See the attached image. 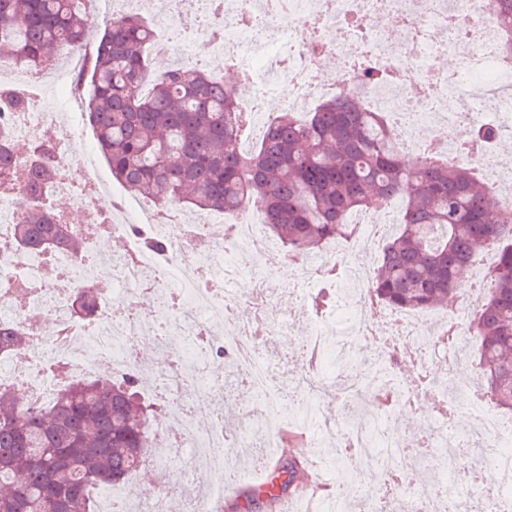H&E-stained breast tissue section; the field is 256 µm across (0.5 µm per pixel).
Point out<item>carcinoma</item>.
Listing matches in <instances>:
<instances>
[{"label": "carcinoma", "mask_w": 512, "mask_h": 512, "mask_svg": "<svg viewBox=\"0 0 512 512\" xmlns=\"http://www.w3.org/2000/svg\"><path fill=\"white\" fill-rule=\"evenodd\" d=\"M88 0H0V57L39 69L83 44ZM220 0H195L201 25L210 24ZM499 44L512 54V0H496ZM155 38L150 18L112 13L78 72L75 88L89 89L88 117L112 176L161 207L236 214L254 203L285 260L316 255L349 237L348 216L396 198L398 230L386 238L369 293L399 311L430 310L448 301L458 276L477 251L495 250L485 271L482 303L468 318L480 338L478 377L491 402L512 411V212L491 209L484 182L463 162L429 156L408 169L392 116L371 111L348 93L321 104L301 120L282 112L253 150L241 147L247 118L224 79L200 59L179 63L145 86V45ZM30 97L0 86V113L23 112ZM59 145L49 137L24 147L0 140V191L25 194L10 229L22 252L76 256L84 244L63 211L44 199L58 178ZM146 251L164 254L167 241L137 230ZM96 295L80 293L71 314L84 319ZM27 338L0 321V351L15 354ZM134 380H77L44 405L22 403L0 386V512H92L93 493L136 472L152 447L149 416ZM281 468L257 492L273 499L293 482Z\"/></svg>", "instance_id": "cac0c4a2"}]
</instances>
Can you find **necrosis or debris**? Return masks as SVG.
I'll list each match as a JSON object with an SVG mask.
<instances>
[{"mask_svg": "<svg viewBox=\"0 0 512 512\" xmlns=\"http://www.w3.org/2000/svg\"><path fill=\"white\" fill-rule=\"evenodd\" d=\"M263 15L262 27L243 18L240 0H224L217 16L221 37L209 38L211 52L236 63V74L252 93L240 104L253 119L262 118L270 101L286 111H309L323 93L359 89L371 104L400 121L406 152L465 160L496 190L502 210L512 212V168L499 165L493 149L461 152L460 144L485 120L493 121L499 136L512 137V57L503 56L491 0H250ZM399 28L397 42L380 37V25ZM324 35L335 67L318 68L309 57L306 36ZM452 53V69L427 71L428 59ZM364 61L371 79L356 69ZM31 88L27 111L0 115V134L13 139H55L59 176L57 197L69 200L83 215L76 229L86 243L82 257L15 251L10 226L20 215L18 198L0 195V319L12 320L28 337L29 349L18 358L0 360V385L19 388L28 403L42 404L63 384L93 376L100 366L113 377L133 378L146 385L153 399L164 405L172 423L169 447L195 448L211 478L210 493L223 491L242 475L227 470L236 447L253 449L263 457L272 442L266 432L273 420L319 422L315 394L331 384L337 399L351 395L370 402L367 420L351 419L336 437L347 455L375 458L359 493L363 512H475L478 499H489L494 512H512V427L490 410L484 390L473 373L459 371L472 344L466 318L478 309L482 294L470 288L457 309L428 325L424 313L404 316L369 297L366 256L378 244L382 217L369 211L353 214L354 238L329 242L314 257L294 262L293 277L302 282L301 306L284 318L269 311L282 304L284 260L282 248L244 213L231 216L188 217L170 206L139 211L142 228L164 235L170 250L146 260L138 256L139 238L129 224H101L103 182L95 167L83 179L69 170L78 150L79 119L63 121L55 105L42 98L43 75H24ZM286 97H278L281 85ZM118 239L119 249L109 267L98 266L94 252L101 236ZM336 276L341 290L344 329H337L335 312L312 310L315 289L326 273ZM116 286V293L99 301L95 316L70 318L67 307L74 293L97 290L100 282ZM162 304L153 320L139 310ZM47 318L54 335H43L40 318ZM312 331L300 350L301 377L284 382L262 360L261 336H284L300 321ZM186 345L168 351L170 338ZM371 347L370 362H382L385 378H372L365 389L352 384L350 365L358 345ZM167 350L165 360H153L150 350ZM448 357V372L430 367V358ZM227 361L246 392L241 432L236 441L224 435L223 377L214 368ZM210 382L211 391L194 404L183 401L187 389ZM447 403V416H470L466 436L451 431L446 418L429 422L427 443L433 461L457 453L460 444L471 451L499 448L500 483L495 490L460 488L443 479L444 496L421 489L403 495L396 488L411 454L392 430L399 410H418L426 398Z\"/></svg>", "mask_w": 512, "mask_h": 512, "instance_id": "1", "label": "necrosis or debris"}]
</instances>
